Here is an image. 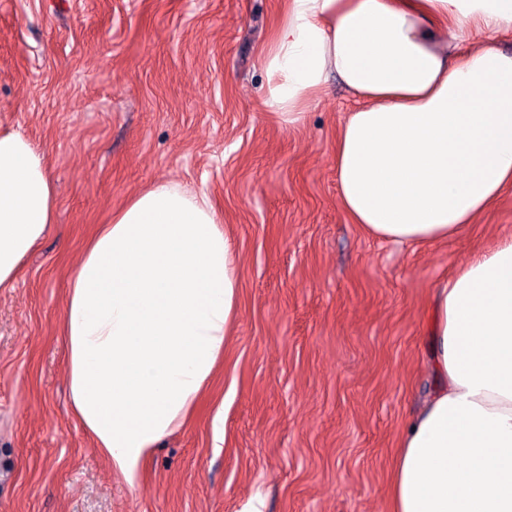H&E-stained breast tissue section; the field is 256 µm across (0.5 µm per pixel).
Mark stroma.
Listing matches in <instances>:
<instances>
[{"label":"stroma","instance_id":"35a3bbf8","mask_svg":"<svg viewBox=\"0 0 512 512\" xmlns=\"http://www.w3.org/2000/svg\"><path fill=\"white\" fill-rule=\"evenodd\" d=\"M283 0H0V121L44 153L57 216L0 289V512H388L404 424L432 385L435 288L512 234V189L445 242L367 237L337 203L356 103L264 106ZM204 192L239 307L197 417L135 484L69 409L59 324L84 240L157 182ZM223 421H215L216 408Z\"/></svg>","mask_w":512,"mask_h":512}]
</instances>
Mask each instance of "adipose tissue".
<instances>
[{
  "label": "adipose tissue",
  "mask_w": 512,
  "mask_h": 512,
  "mask_svg": "<svg viewBox=\"0 0 512 512\" xmlns=\"http://www.w3.org/2000/svg\"><path fill=\"white\" fill-rule=\"evenodd\" d=\"M512 0H285L265 104L301 121L329 78L360 102L336 136L337 202L374 239L457 235L512 187ZM44 157L0 125V288L55 221ZM237 253L208 197L159 182L99 225L61 333L73 414L135 483L209 387L238 310ZM435 386L407 420L389 512H512V237L433 294Z\"/></svg>",
  "instance_id": "adipose-tissue-1"
}]
</instances>
